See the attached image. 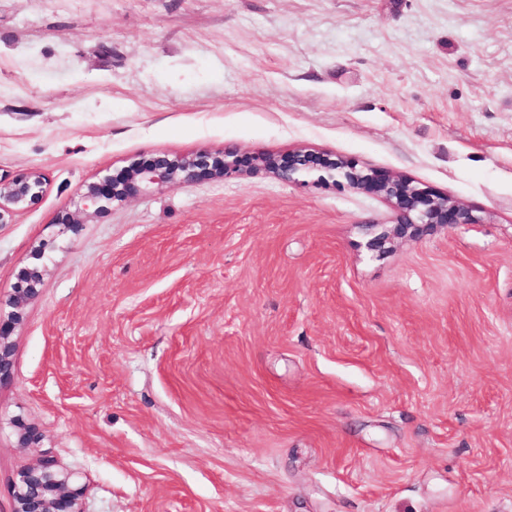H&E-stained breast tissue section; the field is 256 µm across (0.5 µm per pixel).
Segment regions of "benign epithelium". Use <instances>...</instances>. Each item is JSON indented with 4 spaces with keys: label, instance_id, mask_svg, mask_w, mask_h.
<instances>
[{
    "label": "benign epithelium",
    "instance_id": "obj_1",
    "mask_svg": "<svg viewBox=\"0 0 512 512\" xmlns=\"http://www.w3.org/2000/svg\"><path fill=\"white\" fill-rule=\"evenodd\" d=\"M268 174L284 183H298L305 174H318L317 182L371 194L386 201L393 211L392 221L367 242L374 252H385L397 240L412 239L448 224H475L479 219L461 202L421 187L414 181L386 170L365 168L354 158L339 157L312 149L286 154L241 152L226 148L212 153L199 151L186 155L159 153L148 159H135L120 173L106 175L83 185L79 213H106L112 206L140 195L201 180ZM48 181L40 171H29L9 178L0 177V224H8L15 213L35 204L44 194ZM42 251L19 267L16 281L0 311V383L9 380L14 366L12 337L23 322L27 301L36 296L45 269ZM17 445L36 448L42 440L38 429L22 420L16 422ZM12 512H83V486L78 478L61 468L45 454L17 473L12 486Z\"/></svg>",
    "mask_w": 512,
    "mask_h": 512
}]
</instances>
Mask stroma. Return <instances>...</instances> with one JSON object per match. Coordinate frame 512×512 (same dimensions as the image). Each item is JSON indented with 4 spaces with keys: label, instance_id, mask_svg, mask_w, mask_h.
Listing matches in <instances>:
<instances>
[{
    "label": "stroma",
    "instance_id": "1",
    "mask_svg": "<svg viewBox=\"0 0 512 512\" xmlns=\"http://www.w3.org/2000/svg\"><path fill=\"white\" fill-rule=\"evenodd\" d=\"M233 147L355 158L478 221L368 250L382 199L266 175L87 182ZM0 512L50 452L83 512H512V0H0ZM38 447L16 445V418ZM47 185L45 175L36 170L0 177V224H9L16 212L35 204ZM42 251L31 255L32 261L19 267L16 281L6 305L11 309L2 312L0 300V384L9 380L14 366V343L12 337L23 322V310L27 301L36 296L43 283L45 269L41 263Z\"/></svg>",
    "mask_w": 512,
    "mask_h": 512
}]
</instances>
